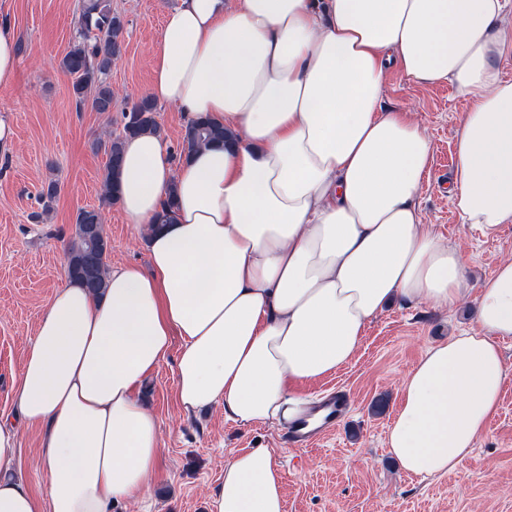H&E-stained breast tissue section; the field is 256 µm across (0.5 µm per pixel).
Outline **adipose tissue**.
Listing matches in <instances>:
<instances>
[{"mask_svg":"<svg viewBox=\"0 0 512 512\" xmlns=\"http://www.w3.org/2000/svg\"><path fill=\"white\" fill-rule=\"evenodd\" d=\"M511 1L177 0L147 94L185 122L212 117L236 144L177 165L162 135L125 141L119 202L151 228L149 268L111 267L98 295L73 281L53 295L17 393L44 427L47 501L16 476L18 433L0 424V512H112L145 495L159 424L138 390L173 337L185 412L218 405L242 427H286L307 412L297 385L349 362L392 300L465 298L458 248L416 203L432 143L380 102L393 63L470 99L452 205L486 237L511 224L512 79L497 65ZM476 291L478 331L429 346L401 383L385 443L411 475L471 457L512 376V259ZM282 487L268 449L233 453L214 512H284Z\"/></svg>","mask_w":512,"mask_h":512,"instance_id":"1","label":"adipose tissue"}]
</instances>
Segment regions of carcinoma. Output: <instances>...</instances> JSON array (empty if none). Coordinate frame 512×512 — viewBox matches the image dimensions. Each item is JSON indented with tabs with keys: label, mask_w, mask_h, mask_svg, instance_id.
<instances>
[{
	"label": "carcinoma",
	"mask_w": 512,
	"mask_h": 512,
	"mask_svg": "<svg viewBox=\"0 0 512 512\" xmlns=\"http://www.w3.org/2000/svg\"><path fill=\"white\" fill-rule=\"evenodd\" d=\"M79 24L81 36L71 43L61 59V67L74 76L72 96L76 107L82 108L91 101L97 112L112 111L116 95L107 76L112 61L120 50L119 38L125 29L124 19L112 11L111 0H82ZM158 105L145 96L125 111L122 132L105 141L98 140L94 148L104 149L107 154L106 171L102 180V203L118 201L117 176L119 173L124 141L144 132L159 133L156 120ZM226 138L224 126L212 119H204L186 127L179 159L204 146L222 143ZM59 192V184L50 180L43 186L39 198L41 219L52 209ZM109 245L103 233V214L99 207L79 209L72 238L65 253L68 277L93 293H99L107 285V253Z\"/></svg>",
	"instance_id": "obj_1"
}]
</instances>
